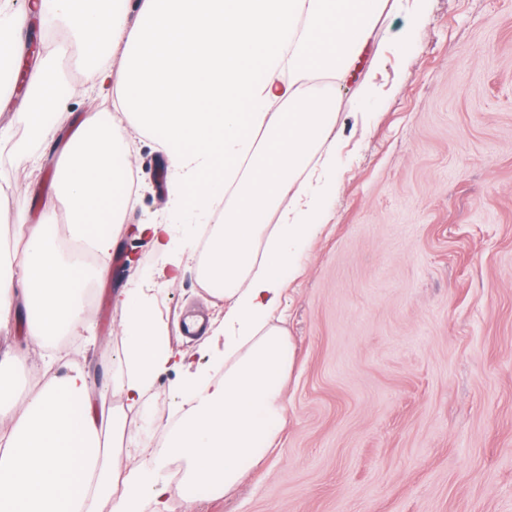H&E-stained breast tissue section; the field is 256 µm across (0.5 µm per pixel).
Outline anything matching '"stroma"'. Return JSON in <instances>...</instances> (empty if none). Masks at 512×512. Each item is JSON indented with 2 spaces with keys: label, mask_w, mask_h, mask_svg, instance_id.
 Returning a JSON list of instances; mask_svg holds the SVG:
<instances>
[{
  "label": "stroma",
  "mask_w": 512,
  "mask_h": 512,
  "mask_svg": "<svg viewBox=\"0 0 512 512\" xmlns=\"http://www.w3.org/2000/svg\"><path fill=\"white\" fill-rule=\"evenodd\" d=\"M58 73L79 94L54 113L61 134L34 143L57 154L78 116L112 110L82 96L86 73L66 38ZM336 170L320 199V229L276 318L294 347L279 446L233 491L172 497L169 512H512V0H389L373 45L337 105ZM144 190L128 223L166 214L165 164L149 140L134 160ZM12 206L43 223L52 170L0 167ZM25 222V223H26ZM157 289L176 350L182 312L223 318L197 274ZM163 258L122 234L107 278L92 282L95 348L70 338L59 371L91 368L94 399L118 404L122 345L116 294L145 282ZM18 358L0 405H20L40 348L23 323L0 334ZM164 375L131 418L128 462L158 455L178 399Z\"/></svg>",
  "instance_id": "1"
}]
</instances>
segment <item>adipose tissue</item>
I'll list each match as a JSON object with an SVG mask.
<instances>
[{"label": "adipose tissue", "instance_id": "1", "mask_svg": "<svg viewBox=\"0 0 512 512\" xmlns=\"http://www.w3.org/2000/svg\"><path fill=\"white\" fill-rule=\"evenodd\" d=\"M11 2L0 0V56L13 55L32 17L68 30L90 92L111 98L129 124L83 113L51 159L0 133V154L28 156L35 168L53 163L69 215L65 236L96 257L81 262L61 248V236L34 224L23 255L26 291L0 275V330L24 319L28 338L45 347L35 392L0 410V512H168L175 494L189 504L203 492L222 495L273 453L285 425L283 383L294 353L274 322L283 276L298 268L316 230L315 184L336 162L337 93L388 0H26L19 10ZM26 81L34 104L21 119L30 137H55L52 115L67 108L70 93L53 54L33 63ZM142 137L166 162L172 206L224 213L199 270L227 305L211 330L224 350L207 369L201 350L174 351L152 289H124L121 403L106 408L96 405L84 368H55L61 337L85 319L79 282L107 275L138 203L124 176ZM274 210L277 223H267ZM135 231L168 257L154 279L175 283L182 264L172 224ZM171 371L180 375L179 399L163 454L129 465V419ZM173 463L182 473L175 486L163 475Z\"/></svg>", "mask_w": 512, "mask_h": 512}]
</instances>
